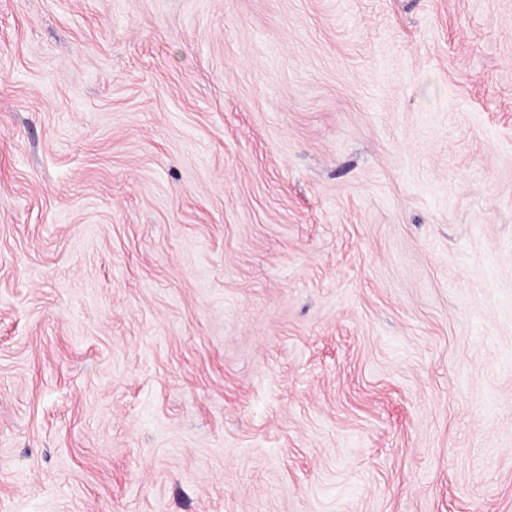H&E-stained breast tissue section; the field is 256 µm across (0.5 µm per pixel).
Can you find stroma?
I'll list each match as a JSON object with an SVG mask.
<instances>
[{
	"instance_id": "stroma-1",
	"label": "stroma",
	"mask_w": 512,
	"mask_h": 512,
	"mask_svg": "<svg viewBox=\"0 0 512 512\" xmlns=\"http://www.w3.org/2000/svg\"><path fill=\"white\" fill-rule=\"evenodd\" d=\"M0 512H512V0H0Z\"/></svg>"
}]
</instances>
